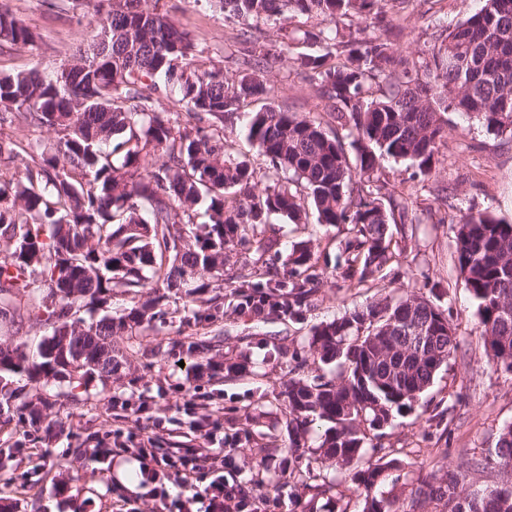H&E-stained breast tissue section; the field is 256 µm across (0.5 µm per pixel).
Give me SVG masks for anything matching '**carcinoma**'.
I'll list each match as a JSON object with an SVG mask.
<instances>
[{
	"instance_id": "cac0c4a2",
	"label": "carcinoma",
	"mask_w": 512,
	"mask_h": 512,
	"mask_svg": "<svg viewBox=\"0 0 512 512\" xmlns=\"http://www.w3.org/2000/svg\"><path fill=\"white\" fill-rule=\"evenodd\" d=\"M216 2L241 24L237 49L225 56L234 75L198 66V43L152 0H106L99 34L108 43L96 40L48 71L0 75V112L57 135L38 158L9 153L16 180L0 181V245L7 252L0 260V322L25 316L51 328L32 357L0 345V416L15 409L38 421L48 408L47 399L13 387L17 376L46 384L70 379L69 366L79 360L78 379L108 381L115 337L174 319L162 288L193 297L196 306L179 316L187 326L223 320L226 304L258 317L302 320L318 301L319 257L310 241H298L287 276L273 261L256 268L253 256L275 246L265 237L274 216L305 225L310 205L318 223L348 225L334 270L360 285L385 279L392 229L404 236L420 219L381 181L383 161L406 160L416 175H430L449 110L512 143V0H483L452 29L438 24V48L421 62L400 56L384 35V5L405 0ZM285 14L326 22L314 36L303 33L325 53L302 58L301 68L328 102L336 123L330 130L309 112L270 103L274 89L261 70L288 56L295 38L286 31L262 41L254 31ZM344 19L362 25L359 35L340 33ZM35 41L0 9V46ZM159 91L176 96L192 122L157 110ZM242 113L250 115L245 137L258 147L271 182L260 193L257 168L233 159L226 139L224 122ZM152 152L158 161L148 166ZM201 204L207 221L198 224ZM453 234L484 347L493 364L512 372V223L491 211L469 213ZM227 250L241 255V267L225 281V293L211 295ZM117 288L137 301L96 321L79 316L108 307ZM223 341L205 333L183 346L205 359L204 369L232 379L239 363L211 358ZM309 346L326 369L286 383L289 447H300L313 421L325 423L318 459L353 468L362 512H422L434 501L448 512H512V425L485 457L509 472L502 484L472 494L455 472L419 478L407 509L382 491L400 463L382 445H367V431L382 438L394 415L410 410L456 359L459 341L438 305L410 293L356 307L313 327Z\"/></svg>"
}]
</instances>
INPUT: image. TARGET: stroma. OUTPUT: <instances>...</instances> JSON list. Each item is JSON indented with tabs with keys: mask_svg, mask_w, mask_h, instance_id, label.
<instances>
[{
	"mask_svg": "<svg viewBox=\"0 0 512 512\" xmlns=\"http://www.w3.org/2000/svg\"><path fill=\"white\" fill-rule=\"evenodd\" d=\"M98 5V0H82L76 7L69 0H0V8L36 36L29 46L0 47V74L49 69L69 59L77 47L96 39ZM479 6V0H407L404 8L389 10L388 16L399 33L397 45L403 54L425 59L435 44L434 20L453 25ZM157 7L195 38L198 62L223 63L237 28L225 21L214 0H159ZM315 51V46L297 43L288 57L269 65L262 75L275 91V103L322 118L324 100L299 76L300 55ZM444 118L447 133L432 176H415L406 161L384 164L389 188L404 192L421 218L404 252L389 264L384 281L362 288L327 268L317 305L301 322L226 315L217 326L224 336L221 355L243 367L232 380L220 373L189 376L193 357L173 348L184 331L176 322L118 337L122 367L108 383L96 378L79 387L65 380L26 383L25 393L50 398L52 407L45 421L14 413L9 422L0 424V512H112L118 502L134 512H162L160 501L142 486L134 458L94 460L76 454L77 449L93 447L98 434L111 430L117 415L125 417L130 428L157 437L170 451L190 446L195 438L189 428L193 421L225 442L237 443L233 466L224 477L232 485L246 477L261 479L267 500L264 512H361L356 484L350 477H336L334 468L316 459L322 427L310 431L303 447L315 473L336 480L330 493L318 497L298 474L262 469L265 451L258 436L273 435L281 446H288L284 384L297 360H304V373L313 371L308 346L313 326L354 306L408 292L449 308L460 348L413 412L397 418L381 440L402 465L404 478L396 492L401 502H408L412 480L449 471L460 474L471 492L499 482L500 469L482 467L481 462L501 430L512 425V373L492 367L489 361L476 306L454 263L452 225L462 215L484 209L512 222V143L457 113H445ZM55 140L53 131L28 126L12 116L0 123V144L23 154L49 149ZM440 184L448 191L439 196L434 188ZM439 212L447 214V223H436ZM275 235L280 256H287L291 242L308 239L318 253L332 258L347 239L348 227L320 225L312 213L299 227L278 220ZM69 391L76 392L79 404L66 400ZM196 393L218 395L223 415L199 408L193 416H185L182 406Z\"/></svg>",
	"mask_w": 512,
	"mask_h": 512,
	"instance_id": "obj_1",
	"label": "stroma"
}]
</instances>
